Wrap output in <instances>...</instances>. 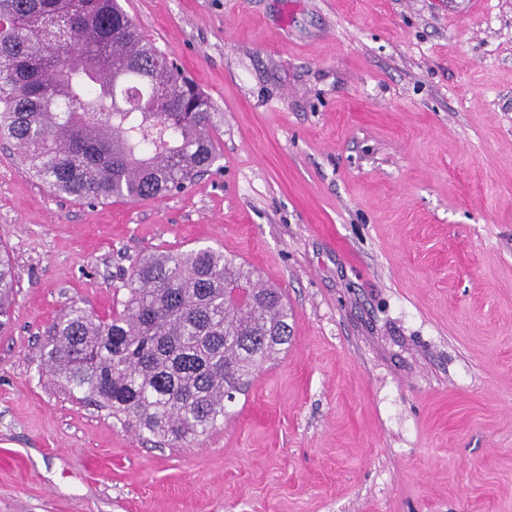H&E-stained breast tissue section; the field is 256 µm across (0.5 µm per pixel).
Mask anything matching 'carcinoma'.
<instances>
[{
  "label": "carcinoma",
  "instance_id": "cac0c4a2",
  "mask_svg": "<svg viewBox=\"0 0 512 512\" xmlns=\"http://www.w3.org/2000/svg\"><path fill=\"white\" fill-rule=\"evenodd\" d=\"M209 97L118 0H0V139L48 189L90 205L163 198L217 158ZM16 297L0 251V329ZM121 309L72 305L40 355L70 395L180 447L224 423L226 403L291 340L280 289L210 246L137 260Z\"/></svg>",
  "mask_w": 512,
  "mask_h": 512
}]
</instances>
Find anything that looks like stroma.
Instances as JSON below:
<instances>
[{
    "label": "stroma",
    "instance_id": "obj_1",
    "mask_svg": "<svg viewBox=\"0 0 512 512\" xmlns=\"http://www.w3.org/2000/svg\"><path fill=\"white\" fill-rule=\"evenodd\" d=\"M213 101L181 193L93 206L0 147V512H512V0H120ZM212 246L285 352L181 447L42 372L71 303ZM16 275L13 261L6 251H0V329L10 320L11 308L16 297Z\"/></svg>",
    "mask_w": 512,
    "mask_h": 512
}]
</instances>
